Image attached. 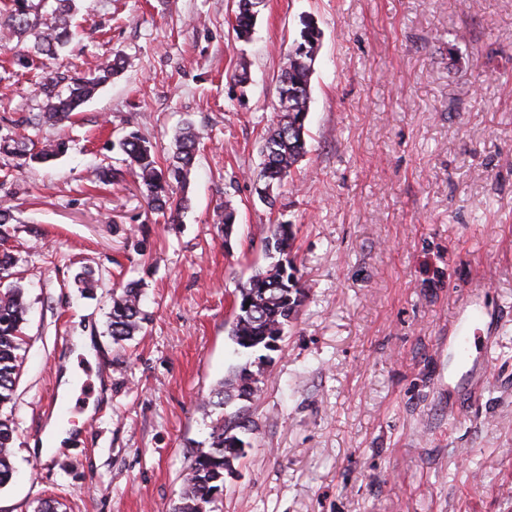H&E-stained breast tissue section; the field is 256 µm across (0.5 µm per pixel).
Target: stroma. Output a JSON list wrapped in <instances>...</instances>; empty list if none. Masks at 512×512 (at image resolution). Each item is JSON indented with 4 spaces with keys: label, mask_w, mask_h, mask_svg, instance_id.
<instances>
[{
    "label": "stroma",
    "mask_w": 512,
    "mask_h": 512,
    "mask_svg": "<svg viewBox=\"0 0 512 512\" xmlns=\"http://www.w3.org/2000/svg\"><path fill=\"white\" fill-rule=\"evenodd\" d=\"M234 0H82L60 70L111 52L123 72L71 122L31 125L40 62L0 49V135L68 140L46 166L0 156V229L24 290L12 480L0 512H173L216 415L202 404L234 363L235 290L267 263L269 225L289 224L305 300L252 405L257 429L215 512H512V0H261L249 41ZM322 39L308 153L274 205L255 176L278 106L276 77L301 21ZM247 70L249 82L235 75ZM204 144L191 207L148 209L118 140L159 157L178 127ZM124 171L102 184L94 170ZM238 222L225 233L222 214ZM93 271L97 285L78 287ZM133 282L149 320L108 331L112 287ZM500 325L488 359L459 364L448 335ZM99 375L77 362L66 449L30 451L57 412L58 366L81 316Z\"/></svg>",
    "instance_id": "stroma-1"
}]
</instances>
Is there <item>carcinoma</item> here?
I'll return each mask as SVG.
<instances>
[{
  "label": "carcinoma",
  "mask_w": 512,
  "mask_h": 512,
  "mask_svg": "<svg viewBox=\"0 0 512 512\" xmlns=\"http://www.w3.org/2000/svg\"><path fill=\"white\" fill-rule=\"evenodd\" d=\"M3 7L8 14V23L4 24L7 38L21 41L31 35L34 56L47 61L59 59L72 37L70 20L79 10L77 0H5ZM256 7V0H237L232 24L237 39L251 37ZM304 28L306 31L294 40L277 76V119L263 138V161L256 173L257 193L270 205L275 191L308 153L305 122L313 73L308 62L319 49L321 31L311 22L304 24ZM123 69L124 57L116 52L88 72L60 76L53 70L47 71L43 83L45 101L34 120L43 125L69 120ZM201 140L202 135L195 127L181 128L175 134L172 154L164 164L159 162L152 145L136 132L118 142L148 207L162 214L168 224L181 223L182 214L189 207L188 196L175 197L173 190L186 186ZM67 150L68 145L62 140L49 142L33 152L21 137H0V154L28 165L47 164ZM263 245L272 262L254 270L238 286L234 297L228 338L239 355H252L267 349L268 341L282 340L305 297L298 283L291 282L296 272L290 260L294 245L292 225H271ZM27 314L23 289L17 286L0 289V486L13 477L10 454L15 429L6 409L13 400L19 374L22 325ZM147 319L139 288L127 283L112 290L108 329L113 339L134 336L143 329ZM266 360L267 356L261 355L255 361L230 367L205 401V407H227L246 395L257 398ZM256 428L246 405L230 414L223 412L212 422L208 450L199 451L190 461L183 475V495L175 512H210L207 506L224 494V471L231 470L233 462L245 457L241 443Z\"/></svg>",
  "instance_id": "1"
}]
</instances>
